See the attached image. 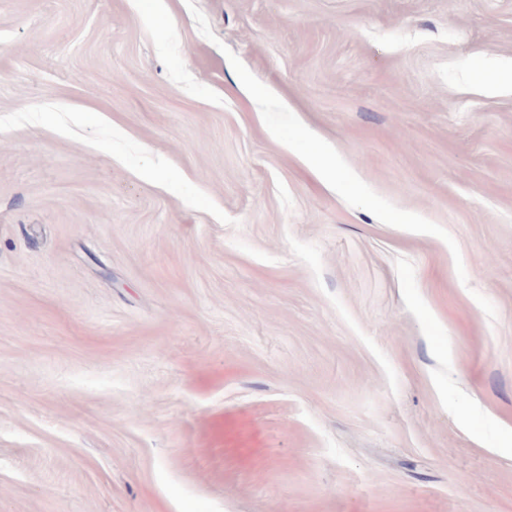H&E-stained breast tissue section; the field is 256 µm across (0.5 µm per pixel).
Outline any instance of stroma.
Listing matches in <instances>:
<instances>
[{"instance_id":"obj_1","label":"stroma","mask_w":512,"mask_h":512,"mask_svg":"<svg viewBox=\"0 0 512 512\" xmlns=\"http://www.w3.org/2000/svg\"><path fill=\"white\" fill-rule=\"evenodd\" d=\"M511 72L512 0H0V512H512Z\"/></svg>"}]
</instances>
